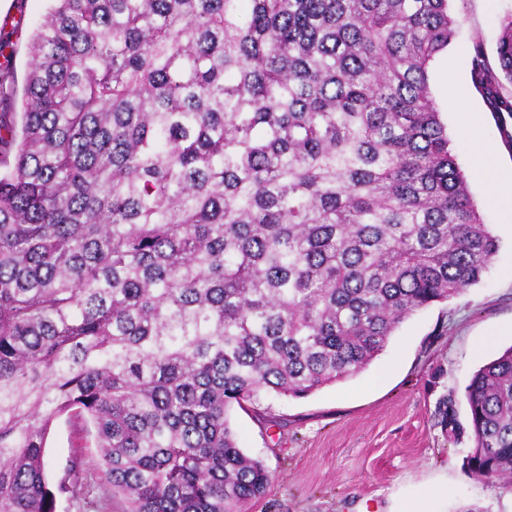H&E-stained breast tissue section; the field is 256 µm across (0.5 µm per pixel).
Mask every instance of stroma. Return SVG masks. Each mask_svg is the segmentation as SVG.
Segmentation results:
<instances>
[{
  "label": "stroma",
  "instance_id": "35a3bbf8",
  "mask_svg": "<svg viewBox=\"0 0 512 512\" xmlns=\"http://www.w3.org/2000/svg\"><path fill=\"white\" fill-rule=\"evenodd\" d=\"M48 5L0 0V35L14 47L17 88L25 86L29 37ZM451 9L461 27L432 64L431 92L500 249L479 284L406 319L356 377L304 399L265 400L231 412L240 447L273 474L269 491L249 512H400L412 500L423 512L470 506L512 512V489L472 477L464 467L470 441L450 442L434 416L441 395L463 393L479 366L512 346V194L489 198L466 134L475 125L485 146L512 168V148L470 79L473 42L493 51L512 0H452ZM438 367L443 375L436 379ZM78 449L96 462L91 438L59 421L47 448L52 472Z\"/></svg>",
  "mask_w": 512,
  "mask_h": 512
}]
</instances>
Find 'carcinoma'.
<instances>
[{
  "instance_id": "obj_1",
  "label": "carcinoma",
  "mask_w": 512,
  "mask_h": 512,
  "mask_svg": "<svg viewBox=\"0 0 512 512\" xmlns=\"http://www.w3.org/2000/svg\"><path fill=\"white\" fill-rule=\"evenodd\" d=\"M0 111V512H58L59 419L121 512H248L230 412L361 373L500 248L428 70L450 0H52ZM471 79L512 119V17ZM0 66V102L15 104ZM436 403L512 482V346ZM79 446L84 448H77ZM75 450L82 451L89 466L98 459L97 448H94L91 438L79 431V428L70 426L63 418L54 427L47 448L48 459L54 474L62 470Z\"/></svg>"
}]
</instances>
